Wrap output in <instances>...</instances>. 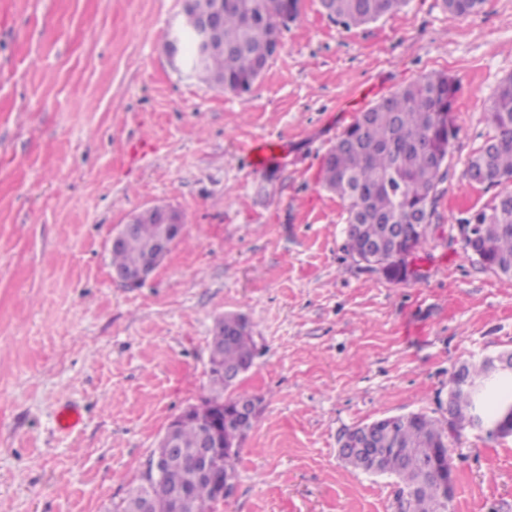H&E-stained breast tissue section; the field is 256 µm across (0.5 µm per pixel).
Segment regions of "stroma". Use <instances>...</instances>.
I'll return each mask as SVG.
<instances>
[{
  "label": "stroma",
  "instance_id": "stroma-1",
  "mask_svg": "<svg viewBox=\"0 0 512 512\" xmlns=\"http://www.w3.org/2000/svg\"><path fill=\"white\" fill-rule=\"evenodd\" d=\"M179 0H0V512H120L168 422L208 394L219 321L257 346L237 391L260 410L214 512H394L395 480L343 463L340 436L386 416L445 420L466 361L512 351V279L457 225L512 75V0L461 19L443 0L345 29L301 0L247 95L176 72ZM432 71L457 84L458 134L414 278L345 251L323 160L359 112ZM279 144L254 168L251 149ZM157 204L185 217L142 284L111 239ZM79 406L60 432L59 407ZM451 512H512V437L449 439Z\"/></svg>",
  "mask_w": 512,
  "mask_h": 512
}]
</instances>
